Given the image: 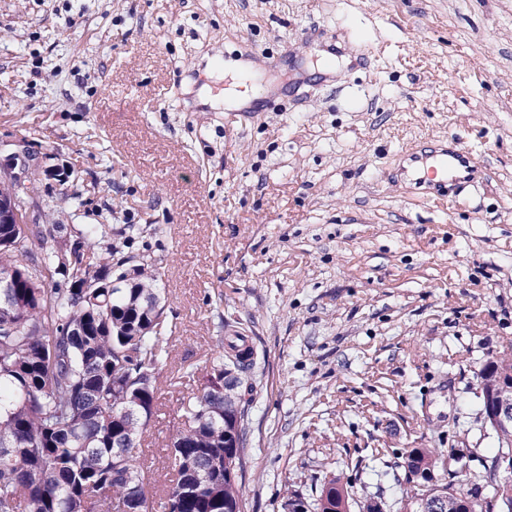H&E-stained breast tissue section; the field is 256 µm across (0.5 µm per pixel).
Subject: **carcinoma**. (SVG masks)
<instances>
[{
    "label": "carcinoma",
    "mask_w": 512,
    "mask_h": 512,
    "mask_svg": "<svg viewBox=\"0 0 512 512\" xmlns=\"http://www.w3.org/2000/svg\"><path fill=\"white\" fill-rule=\"evenodd\" d=\"M133 260L110 246L94 257L63 224H0V274L12 279L0 288V512H154L149 470L124 441L148 426L134 410L157 401L172 324L150 327L147 300L159 292L146 260L135 287H112V271ZM135 327L142 335H127ZM226 363L253 389L255 352L243 337H231L210 370L222 374ZM232 414L237 454L227 463L219 387L210 378L185 403L163 512L242 508L239 482L224 477L229 463L244 468L245 411ZM448 459L482 496L478 512H512L495 502L494 459L472 453L461 463L451 450Z\"/></svg>",
    "instance_id": "obj_1"
}]
</instances>
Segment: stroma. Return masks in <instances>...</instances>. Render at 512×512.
I'll return each instance as SVG.
<instances>
[{"instance_id":"1","label":"stroma","mask_w":512,"mask_h":512,"mask_svg":"<svg viewBox=\"0 0 512 512\" xmlns=\"http://www.w3.org/2000/svg\"><path fill=\"white\" fill-rule=\"evenodd\" d=\"M233 57L259 111L199 101ZM451 138L480 175L441 207L399 154ZM21 141L44 211L111 225L165 292L150 497L234 334L256 352L243 512L334 474L395 505L407 451L496 454L477 373L512 353V0H0V159Z\"/></svg>"}]
</instances>
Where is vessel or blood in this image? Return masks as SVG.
I'll return each instance as SVG.
<instances>
[{"instance_id":"b4317fda","label":"vessel or blood","mask_w":512,"mask_h":512,"mask_svg":"<svg viewBox=\"0 0 512 512\" xmlns=\"http://www.w3.org/2000/svg\"><path fill=\"white\" fill-rule=\"evenodd\" d=\"M403 159L417 193L436 204L448 201L449 185H462L474 179L471 150L460 141L440 144L430 151L406 150Z\"/></svg>"}]
</instances>
